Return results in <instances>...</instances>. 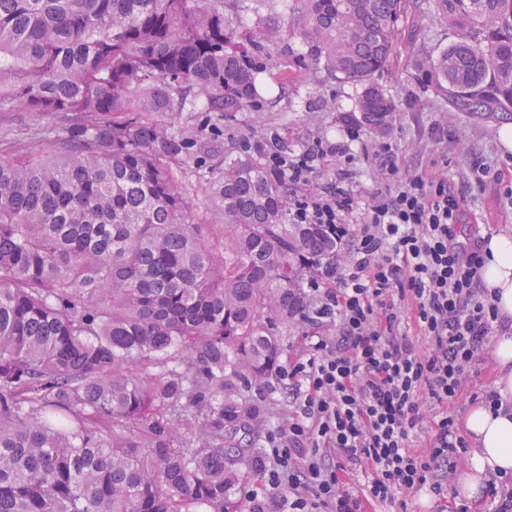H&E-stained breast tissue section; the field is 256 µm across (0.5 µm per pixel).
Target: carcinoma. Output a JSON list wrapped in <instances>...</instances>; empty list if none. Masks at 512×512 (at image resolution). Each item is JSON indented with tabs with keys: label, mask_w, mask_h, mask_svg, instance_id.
<instances>
[{
	"label": "carcinoma",
	"mask_w": 512,
	"mask_h": 512,
	"mask_svg": "<svg viewBox=\"0 0 512 512\" xmlns=\"http://www.w3.org/2000/svg\"><path fill=\"white\" fill-rule=\"evenodd\" d=\"M233 0H0V105L72 116L63 150L0 161V512H241L265 422L249 396L282 355L277 325L336 265L320 224L288 223L259 159L210 184L173 168L182 138L144 120L256 101L279 30L235 29ZM293 15L314 64L351 83L378 135L375 75L404 0H254ZM458 40L416 68L478 119L512 116V0H432Z\"/></svg>",
	"instance_id": "carcinoma-1"
}]
</instances>
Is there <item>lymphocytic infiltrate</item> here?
I'll return each mask as SVG.
<instances>
[{
  "label": "lymphocytic infiltrate",
  "mask_w": 512,
  "mask_h": 512,
  "mask_svg": "<svg viewBox=\"0 0 512 512\" xmlns=\"http://www.w3.org/2000/svg\"><path fill=\"white\" fill-rule=\"evenodd\" d=\"M267 169L288 186L309 183L339 144L316 140L288 155L279 134L245 139ZM385 190L358 205L348 188L332 184L294 196L292 224H321L349 249L350 269L337 287L321 289L311 315L338 320L339 332L312 341L307 353L282 368L293 409L267 439L263 470L270 489L287 490L283 512H367L371 502L396 504L400 491L448 495V480L466 442L446 408L471 368L486 361L490 336L505 325L479 278L477 245L461 234V192L437 172L400 173L384 146ZM409 305L428 344L420 351L400 335L397 304ZM439 410L430 449L411 450V432L427 407ZM370 476L356 494L346 462Z\"/></svg>",
  "instance_id": "1"
}]
</instances>
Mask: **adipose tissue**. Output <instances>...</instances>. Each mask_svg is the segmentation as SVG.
Segmentation results:
<instances>
[{"mask_svg":"<svg viewBox=\"0 0 512 512\" xmlns=\"http://www.w3.org/2000/svg\"><path fill=\"white\" fill-rule=\"evenodd\" d=\"M481 254V282L494 294L502 319H512V232L486 238ZM493 354L498 367L495 390L501 401L476 402L462 420L472 448L469 470L461 477L458 490L470 502L479 497L490 476L512 474V335L499 336Z\"/></svg>","mask_w":512,"mask_h":512,"instance_id":"adipose-tissue-1","label":"adipose tissue"}]
</instances>
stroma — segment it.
<instances>
[{
    "mask_svg": "<svg viewBox=\"0 0 512 512\" xmlns=\"http://www.w3.org/2000/svg\"><path fill=\"white\" fill-rule=\"evenodd\" d=\"M234 25L248 30L278 27L280 39L267 46L262 62L268 90L249 106L222 112H155L151 119L169 133L189 138L192 147L182 169L193 188L191 204L206 210V188L215 181L229 159L243 158L242 139L272 130L286 149L298 152L315 139L329 140L352 149L355 160L344 165L336 156L326 157L323 169L311 180L319 185L335 177L340 168L350 170L346 181L361 202H370L382 183L384 145H391L401 173L446 163L448 183L467 198L463 221L471 227V238L483 241L500 231H512V148L500 136L501 124L487 119L474 121L451 107L445 97L427 89L414 60L422 53L447 47L455 36L435 18L429 0H406L399 21L393 53L377 77L396 104L393 127L386 136H376L344 122L342 113L355 109L356 89L336 81L323 69L302 63L299 40L289 34L288 18L276 11L231 10ZM70 123L68 114L38 116L22 102L0 110V159L15 157L18 150L41 146L58 149ZM448 129V137L431 135L435 126ZM481 157L490 173L477 179L471 166ZM496 376L494 360L477 365L472 378L448 406L454 420H461L472 402L492 390Z\"/></svg>",
    "mask_w": 512,
    "mask_h": 512,
    "instance_id": "stroma-1",
    "label": "stroma"
}]
</instances>
